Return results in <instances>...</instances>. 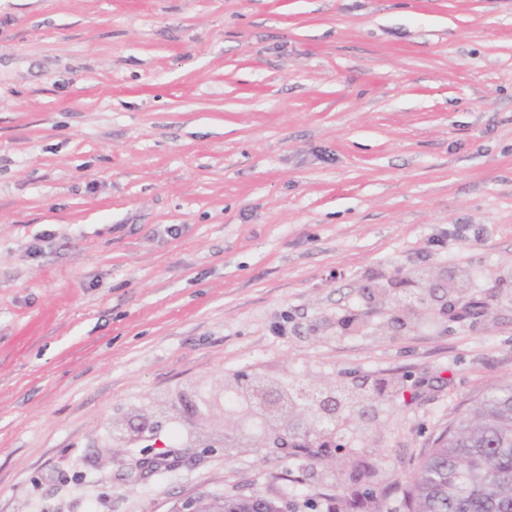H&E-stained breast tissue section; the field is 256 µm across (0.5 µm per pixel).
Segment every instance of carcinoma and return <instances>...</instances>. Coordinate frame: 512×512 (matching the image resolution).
Returning a JSON list of instances; mask_svg holds the SVG:
<instances>
[{"instance_id": "obj_1", "label": "carcinoma", "mask_w": 512, "mask_h": 512, "mask_svg": "<svg viewBox=\"0 0 512 512\" xmlns=\"http://www.w3.org/2000/svg\"><path fill=\"white\" fill-rule=\"evenodd\" d=\"M284 417L305 413L321 426L319 408L282 387ZM345 407L372 399L361 387L334 386ZM409 512H512V382L477 399L475 407L448 423L410 476ZM212 512H245L244 498L213 497Z\"/></svg>"}]
</instances>
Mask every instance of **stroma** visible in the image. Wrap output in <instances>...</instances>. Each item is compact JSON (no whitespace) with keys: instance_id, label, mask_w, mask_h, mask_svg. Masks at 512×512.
<instances>
[{"instance_id":"1","label":"stroma","mask_w":512,"mask_h":512,"mask_svg":"<svg viewBox=\"0 0 512 512\" xmlns=\"http://www.w3.org/2000/svg\"><path fill=\"white\" fill-rule=\"evenodd\" d=\"M254 376L387 388L193 415ZM510 379L512 0H0V512H407ZM320 389H330L332 392H335L343 401L346 408L351 407L353 405L359 404L366 400H371L372 394L369 390H364L361 388V385L357 387H343V386H334L330 388L326 387H318ZM297 387L286 385L282 387L283 390V402L285 407L283 409L284 420H288V417L294 416L298 413H305L312 423L315 431H318V427L322 425L320 417L318 415V411L328 416L334 422L336 419L340 418L343 410L340 408V404L336 406V397L327 394L320 390L319 396H314L315 404L312 400H305L298 396ZM320 409H319V408Z\"/></svg>"}]
</instances>
